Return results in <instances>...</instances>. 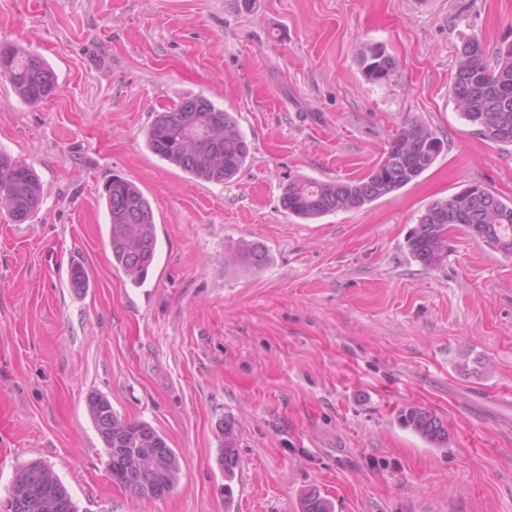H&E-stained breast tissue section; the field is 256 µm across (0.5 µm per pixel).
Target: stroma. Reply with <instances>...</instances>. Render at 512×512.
<instances>
[{"instance_id": "1", "label": "stroma", "mask_w": 512, "mask_h": 512, "mask_svg": "<svg viewBox=\"0 0 512 512\" xmlns=\"http://www.w3.org/2000/svg\"><path fill=\"white\" fill-rule=\"evenodd\" d=\"M465 35L512 39V0H0V44L56 80L38 106L0 83V151L43 191L26 223L0 213V496L38 459L79 512H298L312 488L334 512H512V258L455 227L438 267L408 249L434 201L471 184L512 199V147L452 99ZM365 44L395 58L390 81L365 77ZM191 95L234 113L251 145L231 182L146 146L156 112ZM412 118L443 142L415 181L316 220L282 210L289 179L362 176ZM115 174L155 213L141 288L112 267ZM243 243L268 265L229 262ZM94 391L174 448L170 494L112 483ZM411 406L443 421L444 445L402 426ZM220 442L219 463L224 469V477L229 479L233 476L239 464L237 434L232 422L228 421L224 423V428L221 429Z\"/></svg>"}]
</instances>
